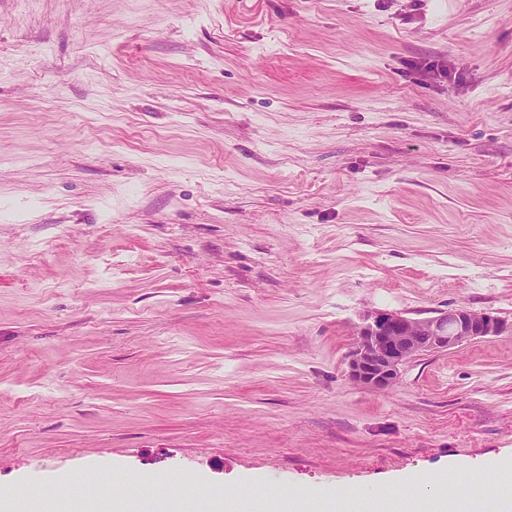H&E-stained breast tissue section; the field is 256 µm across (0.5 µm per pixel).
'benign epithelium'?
<instances>
[{"instance_id":"benign-epithelium-1","label":"benign epithelium","mask_w":512,"mask_h":512,"mask_svg":"<svg viewBox=\"0 0 512 512\" xmlns=\"http://www.w3.org/2000/svg\"><path fill=\"white\" fill-rule=\"evenodd\" d=\"M506 330L507 324L499 317L466 306L415 318L377 311L357 327L349 375L366 388H389L397 381L400 366L415 355L448 350Z\"/></svg>"}]
</instances>
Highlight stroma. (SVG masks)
<instances>
[{
    "label": "stroma",
    "mask_w": 512,
    "mask_h": 512,
    "mask_svg": "<svg viewBox=\"0 0 512 512\" xmlns=\"http://www.w3.org/2000/svg\"><path fill=\"white\" fill-rule=\"evenodd\" d=\"M455 306L511 329L349 378ZM511 454L512 0H0L18 512H412ZM507 329V324L491 312L466 306L415 318L377 311L368 314L357 327L356 343L349 355V375L366 388H389L397 381L400 366L411 357L497 336ZM458 466L448 463L447 472L437 475H429L424 478H406L388 482L382 495H398L406 488L419 491L416 507L419 512L445 511L448 506V498L465 499L469 497L470 484L478 482L481 478V470L477 467L470 469L469 475L472 479L469 483H461L454 479L458 472Z\"/></svg>",
    "instance_id": "obj_1"
}]
</instances>
